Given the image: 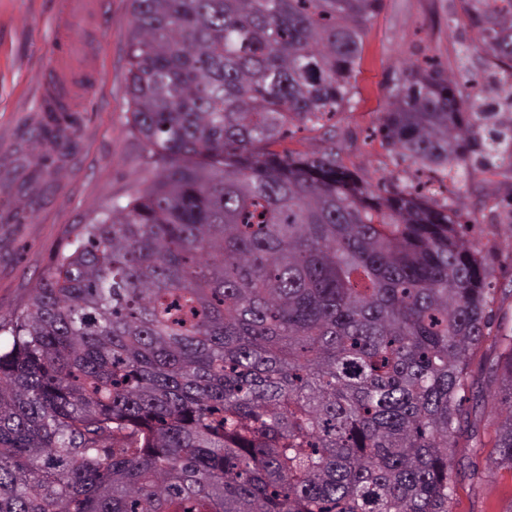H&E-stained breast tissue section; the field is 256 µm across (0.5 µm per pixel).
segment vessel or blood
Here are the masks:
<instances>
[{
	"mask_svg": "<svg viewBox=\"0 0 512 512\" xmlns=\"http://www.w3.org/2000/svg\"><path fill=\"white\" fill-rule=\"evenodd\" d=\"M108 4L109 0H58L53 22L55 54L40 89L41 106L75 112L84 103V90L93 81L95 71L90 62L80 61L70 30L78 19L103 22Z\"/></svg>",
	"mask_w": 512,
	"mask_h": 512,
	"instance_id": "1",
	"label": "vessel or blood"
}]
</instances>
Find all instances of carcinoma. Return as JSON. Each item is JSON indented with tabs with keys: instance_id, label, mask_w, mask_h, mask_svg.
<instances>
[{
	"instance_id": "obj_1",
	"label": "carcinoma",
	"mask_w": 512,
	"mask_h": 512,
	"mask_svg": "<svg viewBox=\"0 0 512 512\" xmlns=\"http://www.w3.org/2000/svg\"><path fill=\"white\" fill-rule=\"evenodd\" d=\"M383 0H131L126 122L147 183L71 231L0 333V512H451L469 367L512 332L448 205L281 147L349 105ZM512 74V0H458ZM389 89L382 144L512 167V91Z\"/></svg>"
}]
</instances>
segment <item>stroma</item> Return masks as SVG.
<instances>
[{"mask_svg":"<svg viewBox=\"0 0 512 512\" xmlns=\"http://www.w3.org/2000/svg\"><path fill=\"white\" fill-rule=\"evenodd\" d=\"M455 0H384L364 38L357 90L337 112L341 162L372 188L402 189L416 182L418 167L394 160L372 131L389 89L408 65L448 70L459 83L477 86L488 103L512 86L485 59L461 63L475 35L457 26ZM54 0H0V321L27 303L37 281L68 241L72 225L92 223L114 199L143 187L148 176L139 140L125 121L129 0H111L98 34L84 22L71 33L100 76L82 112L61 115L60 139L39 142L46 120L37 98L54 51L50 25ZM512 169L488 170L469 161L465 180L449 184L439 202L474 227L496 289V323L512 327ZM490 448H460L452 512H512V469L491 465Z\"/></svg>","mask_w":512,"mask_h":512,"instance_id":"obj_1","label":"stroma"}]
</instances>
